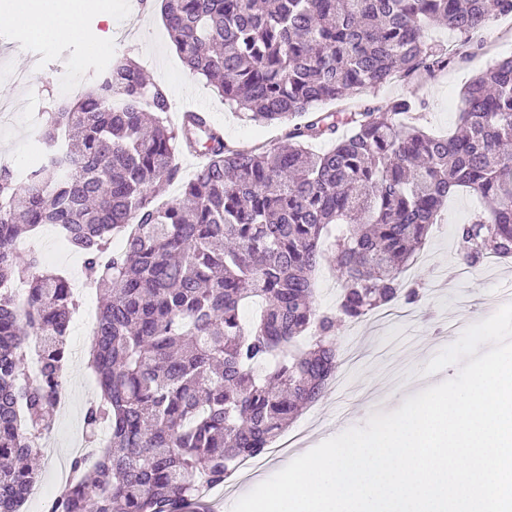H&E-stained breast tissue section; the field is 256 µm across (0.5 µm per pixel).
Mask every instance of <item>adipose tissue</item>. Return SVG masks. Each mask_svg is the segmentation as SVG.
Instances as JSON below:
<instances>
[{"label": "adipose tissue", "instance_id": "ef3b65f1", "mask_svg": "<svg viewBox=\"0 0 512 512\" xmlns=\"http://www.w3.org/2000/svg\"><path fill=\"white\" fill-rule=\"evenodd\" d=\"M86 0H11L0 18L19 25L36 19L42 34L59 38L68 36L97 48L107 37L105 31L88 29L84 24Z\"/></svg>", "mask_w": 512, "mask_h": 512}]
</instances>
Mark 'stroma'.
Instances as JSON below:
<instances>
[{
	"label": "stroma",
	"mask_w": 512,
	"mask_h": 512,
	"mask_svg": "<svg viewBox=\"0 0 512 512\" xmlns=\"http://www.w3.org/2000/svg\"><path fill=\"white\" fill-rule=\"evenodd\" d=\"M128 24L133 27L132 33L112 41L111 53L105 56L79 39L32 40L25 29L0 22V106L14 114L11 124L0 125V155H9L17 168L29 167L42 149L39 133L47 111L54 104L76 101L110 57L123 54L149 60L146 74L168 89L173 115L187 109L207 113L223 129L225 140L240 149L287 145L284 125L246 121L224 104L205 79L187 74L160 11L142 16L135 2L130 9L113 15L109 25L118 30ZM509 54L512 41L478 54L474 60L458 62L435 77H401L362 93L361 98L381 104L417 96L427 103L420 114L421 124L432 132L446 133L458 122L459 92L464 83L477 70ZM478 205L476 196L465 191L449 199L445 227L430 232L425 247L427 260L412 274L423 286L418 304H393L395 317L389 325L377 324L369 316L355 329L346 321H338L336 336L343 353L338 359L337 377L319 401L310 404L280 433V440L288 441L289 446L266 460L259 471L262 478L280 471L301 449L315 447L322 439L349 428L364 426L370 415L394 411L405 398L457 374L454 366L429 376L423 373L427 362L452 344V337L444 333L447 325L463 330L512 303V259L496 267L483 264L468 270L458 259L455 230L469 222ZM59 237V230L51 224L42 225L34 234L51 269L72 281L89 280L82 256L60 245ZM66 378L71 412L55 415L49 433L52 446L37 460L43 497L59 495L66 486L63 464L68 448L75 438L83 436V409L98 392L93 372L77 370L75 361H68Z\"/></svg>",
	"instance_id": "obj_1"
}]
</instances>
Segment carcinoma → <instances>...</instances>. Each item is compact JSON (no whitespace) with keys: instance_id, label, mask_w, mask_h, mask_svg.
Segmentation results:
<instances>
[{"instance_id":"obj_1","label":"carcinoma","mask_w":512,"mask_h":512,"mask_svg":"<svg viewBox=\"0 0 512 512\" xmlns=\"http://www.w3.org/2000/svg\"><path fill=\"white\" fill-rule=\"evenodd\" d=\"M510 13L512 0H163L184 67L247 119L288 126V146L238 149L203 112L173 124L166 88L125 55L47 113L44 164L22 186L0 165V512H21L37 481L35 442L58 409L77 308L69 280L18 255V240L57 226L103 300L91 340L100 394L83 411L94 453L72 458L46 512H186L199 486L224 483L322 396L336 316L419 300L403 273L450 196L483 202L456 229L465 264L512 257V54L464 86L448 135L412 123L413 97L317 108L397 73L448 70L456 58L425 35L433 22L474 49L471 36ZM323 138L332 147L318 153ZM183 149L206 160L160 205L153 183L180 178ZM328 248L336 315L312 303Z\"/></svg>"}]
</instances>
